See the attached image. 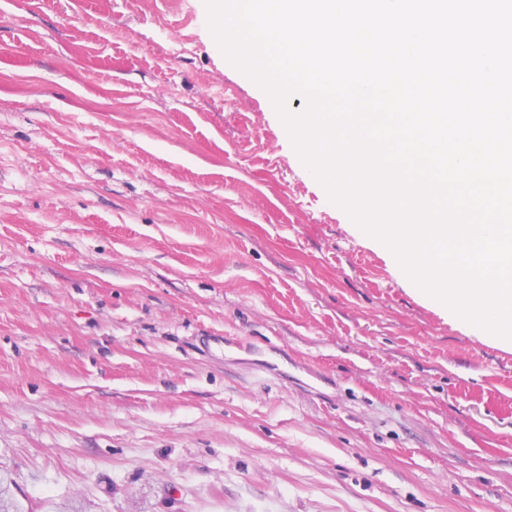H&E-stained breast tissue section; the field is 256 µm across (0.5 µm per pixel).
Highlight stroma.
Returning a JSON list of instances; mask_svg holds the SVG:
<instances>
[{
    "mask_svg": "<svg viewBox=\"0 0 512 512\" xmlns=\"http://www.w3.org/2000/svg\"><path fill=\"white\" fill-rule=\"evenodd\" d=\"M0 469L24 512H512V346L330 200L206 0H0Z\"/></svg>",
    "mask_w": 512,
    "mask_h": 512,
    "instance_id": "35a3bbf8",
    "label": "stroma"
}]
</instances>
